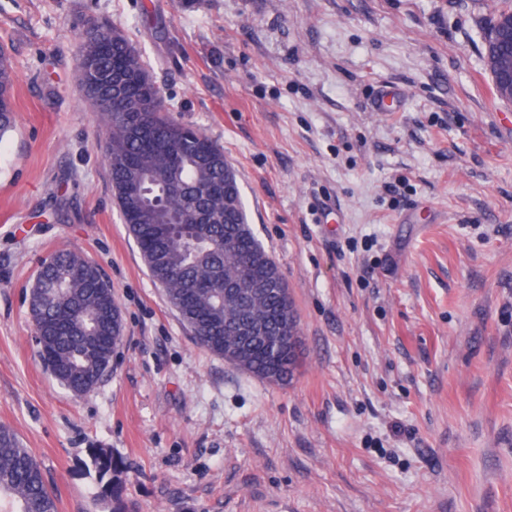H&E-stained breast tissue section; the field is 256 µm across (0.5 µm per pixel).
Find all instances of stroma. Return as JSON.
<instances>
[{
  "label": "stroma",
  "mask_w": 512,
  "mask_h": 512,
  "mask_svg": "<svg viewBox=\"0 0 512 512\" xmlns=\"http://www.w3.org/2000/svg\"><path fill=\"white\" fill-rule=\"evenodd\" d=\"M497 0H0V426L58 512H512V107ZM125 32L237 174L301 326L292 382L200 349L123 221L78 54ZM401 93L396 111L378 100ZM65 249L123 341L73 396L25 293ZM485 47V64L493 86L499 97L512 102V56L510 57L506 49H497L493 52L489 51L486 43ZM16 79L11 58L0 50V141L10 133L15 124L14 111L8 97Z\"/></svg>",
  "instance_id": "stroma-1"
}]
</instances>
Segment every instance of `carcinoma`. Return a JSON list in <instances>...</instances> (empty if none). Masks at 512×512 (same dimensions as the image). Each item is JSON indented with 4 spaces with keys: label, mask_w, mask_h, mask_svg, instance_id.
Listing matches in <instances>:
<instances>
[{
    "label": "carcinoma",
    "mask_w": 512,
    "mask_h": 512,
    "mask_svg": "<svg viewBox=\"0 0 512 512\" xmlns=\"http://www.w3.org/2000/svg\"><path fill=\"white\" fill-rule=\"evenodd\" d=\"M112 43V54L98 40ZM78 68L85 96L107 136L106 163L129 232L153 282L197 345L247 372L289 383L300 367L293 299L280 268L249 222L236 174L205 134L173 123L140 52L123 31L98 21L81 35ZM16 79L0 50V141L15 124L8 97ZM38 353L74 396L90 394L122 341L112 285L82 256L45 259L26 294ZM260 324V335L232 329ZM0 512H58L40 463L0 427Z\"/></svg>",
    "instance_id": "cac0c4a2"
}]
</instances>
